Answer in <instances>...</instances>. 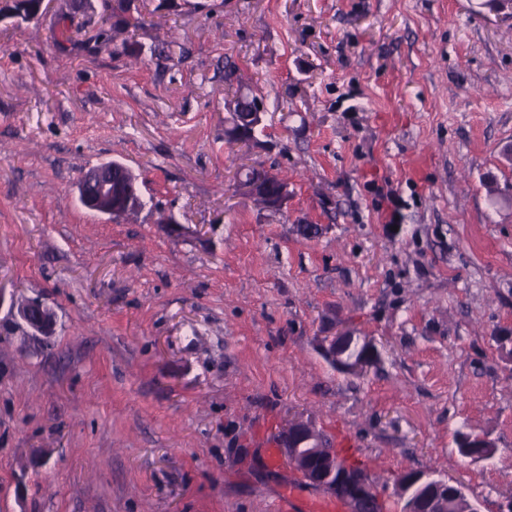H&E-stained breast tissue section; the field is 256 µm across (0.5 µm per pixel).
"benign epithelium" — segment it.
Masks as SVG:
<instances>
[{"label": "benign epithelium", "instance_id": "obj_1", "mask_svg": "<svg viewBox=\"0 0 512 512\" xmlns=\"http://www.w3.org/2000/svg\"><path fill=\"white\" fill-rule=\"evenodd\" d=\"M44 0H28L25 11L10 9L12 0H0V21L37 18ZM247 193L264 200L268 211H279L288 202L289 188L284 182L273 183L262 176L252 175L243 183ZM81 204L88 210L112 217L116 221L139 209L141 197L136 178L124 181L112 178V165L104 164L81 175L79 182ZM17 316L33 333L50 336L55 329L54 313L38 301H29L17 308ZM281 444L286 448V466L308 485L322 490L344 484L348 494L344 504L349 512H367L371 501L382 503V498L367 471L356 470L320 448L315 430L308 424L294 423L281 432Z\"/></svg>", "mask_w": 512, "mask_h": 512}]
</instances>
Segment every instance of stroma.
<instances>
[{"label": "stroma", "mask_w": 512, "mask_h": 512, "mask_svg": "<svg viewBox=\"0 0 512 512\" xmlns=\"http://www.w3.org/2000/svg\"><path fill=\"white\" fill-rule=\"evenodd\" d=\"M135 3V63L96 48L102 0L0 22V512H274L291 474L259 440L297 420L363 464L386 512L410 469L504 512L512 16L496 0ZM240 88L266 111L245 156L224 140ZM245 160L287 177L282 211L237 188ZM112 161L143 201L119 221L78 192ZM31 299L53 336L13 319ZM342 333L377 363L337 371L322 346ZM470 431L491 458L457 453Z\"/></svg>", "instance_id": "obj_1"}]
</instances>
